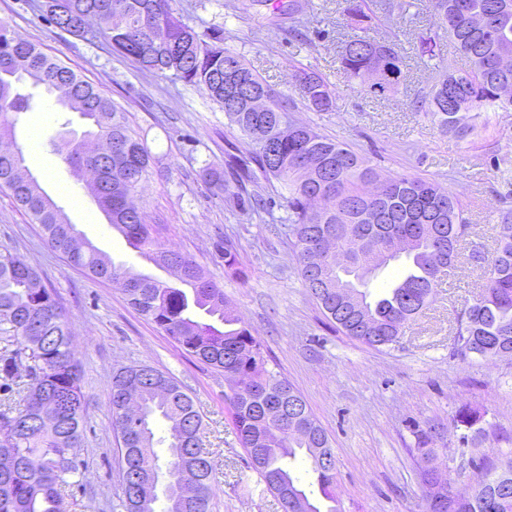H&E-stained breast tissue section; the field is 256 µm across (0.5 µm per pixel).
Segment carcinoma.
Here are the masks:
<instances>
[{"label":"carcinoma","instance_id":"obj_1","mask_svg":"<svg viewBox=\"0 0 512 512\" xmlns=\"http://www.w3.org/2000/svg\"><path fill=\"white\" fill-rule=\"evenodd\" d=\"M175 0H42L41 17L55 28L86 38L82 24L92 17L96 33L112 43L141 71L162 75L204 92L224 111L230 125L249 139L257 151L249 159L226 153L225 167L206 163L205 182L224 193L232 210L250 212L259 221L270 218L288 233L297 272L309 287V258L323 248L326 235L334 245L366 264L387 239H414L406 252L410 271L399 287L377 300L362 290L379 270L360 277L363 310L336 301V265L327 264L329 282L313 298L324 315L344 335L371 347L397 342L405 323L427 307L442 277L434 268L437 251L457 252L448 245V230L457 235L468 227L460 200L451 190L423 178L398 175L381 181L374 168L348 145L300 123L290 104L249 66L236 50L224 46V32L198 33L173 7ZM304 0H284L276 18L292 21L305 13ZM402 7L399 0H341L348 32L337 43L340 69L368 94L383 95L399 84L403 58L396 40L370 31ZM436 31L418 36L420 60L444 59L451 37L468 65L448 69L431 87L421 109L441 132L467 141L487 132L496 111L512 107V0H425ZM293 79L310 112H330L336 88L322 73L301 62L290 64ZM237 85L241 97L228 99L224 85ZM63 84L92 103L82 109L57 99L88 123L85 136L112 141V155L98 158L75 142L65 159L78 172L91 167L96 178L91 197L108 223L129 246L148 253L155 265L172 257L180 268L179 284H171L115 264L91 243L72 253L71 226L63 209L37 181H24L16 164L25 162L21 148L0 151V188L42 227L47 245L68 265L99 281L118 282L128 305L169 336L182 350L224 373L225 395L236 434L250 458L262 490L282 508L294 496L304 512H322L311 504L306 488L317 486L334 502L327 512H342L334 492L336 467L318 464L333 454L325 430L302 394L266 368L262 344L224 297L220 283L200 265L171 250L152 235L138 196L149 179L155 156L131 127L126 109L97 91L63 62L36 45L11 35L0 24V138L11 135L18 117L37 104L36 90L50 95ZM266 96V112L252 109L244 96ZM277 183L284 215L274 216L272 198L248 185L259 179ZM508 228L492 256L468 255L485 268L483 293L467 308L458 327H467L471 349L483 357L512 353V210L500 214ZM214 260L224 270L239 273L236 244L229 238L214 246ZM0 335L10 346L0 350V451L12 457L13 469L0 476V512H62L65 487L84 485L86 467L78 448L86 434V398L82 369L72 343V325L40 273L22 256L0 254ZM136 385L144 414L134 422L123 417L121 404L128 387ZM112 428L119 441L120 512H156L159 499L141 496L143 472L166 470L164 512H211L216 465L200 457L204 429L195 400L186 389L149 364L121 367L112 373ZM166 422L167 434L157 436L154 421ZM419 454L437 455L432 429L414 431ZM484 488L459 496L455 512H512V460L491 469L485 466ZM193 483L196 494L181 497L178 488Z\"/></svg>","mask_w":512,"mask_h":512}]
</instances>
